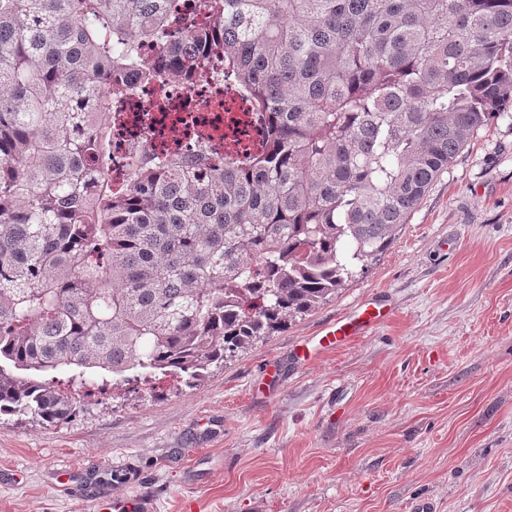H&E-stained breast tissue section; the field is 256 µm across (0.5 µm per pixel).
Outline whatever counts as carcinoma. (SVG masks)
<instances>
[{"label": "carcinoma", "mask_w": 512, "mask_h": 512, "mask_svg": "<svg viewBox=\"0 0 512 512\" xmlns=\"http://www.w3.org/2000/svg\"><path fill=\"white\" fill-rule=\"evenodd\" d=\"M0 0V416L197 387L388 249L474 132L512 112V0ZM158 44L224 46L266 135L145 157L112 190V100Z\"/></svg>", "instance_id": "cac0c4a2"}]
</instances>
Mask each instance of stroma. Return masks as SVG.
Returning <instances> with one entry per match:
<instances>
[{"label": "stroma", "instance_id": "stroma-1", "mask_svg": "<svg viewBox=\"0 0 512 512\" xmlns=\"http://www.w3.org/2000/svg\"><path fill=\"white\" fill-rule=\"evenodd\" d=\"M380 296L391 316L322 351ZM512 512V119L480 128L380 260L201 385L0 419V512Z\"/></svg>", "mask_w": 512, "mask_h": 512}]
</instances>
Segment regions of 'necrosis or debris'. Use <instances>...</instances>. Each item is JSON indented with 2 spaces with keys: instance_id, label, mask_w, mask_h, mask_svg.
<instances>
[{
  "instance_id": "4bbe7bcc",
  "label": "necrosis or debris",
  "mask_w": 512,
  "mask_h": 512,
  "mask_svg": "<svg viewBox=\"0 0 512 512\" xmlns=\"http://www.w3.org/2000/svg\"><path fill=\"white\" fill-rule=\"evenodd\" d=\"M220 48L210 49L201 66L174 77L134 82L132 92L113 102L115 130L124 134L111 150L113 168L129 170L142 149L191 153L198 139L230 144L241 156L261 130L249 95L224 75Z\"/></svg>"
}]
</instances>
